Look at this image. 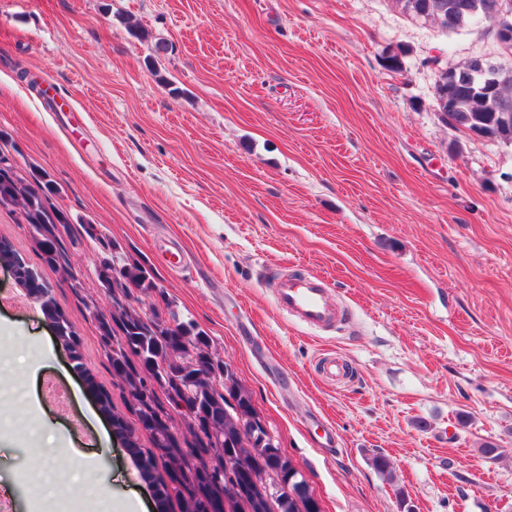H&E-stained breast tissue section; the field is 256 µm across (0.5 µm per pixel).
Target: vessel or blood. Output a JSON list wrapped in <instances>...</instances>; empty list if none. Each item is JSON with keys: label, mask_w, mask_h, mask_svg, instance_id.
<instances>
[{"label": "vessel or blood", "mask_w": 512, "mask_h": 512, "mask_svg": "<svg viewBox=\"0 0 512 512\" xmlns=\"http://www.w3.org/2000/svg\"><path fill=\"white\" fill-rule=\"evenodd\" d=\"M273 295L278 308L312 328L327 327L343 317L342 311L329 300L326 282L307 273L278 278L273 284Z\"/></svg>", "instance_id": "b4317fda"}]
</instances>
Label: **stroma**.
Listing matches in <instances>:
<instances>
[{
	"mask_svg": "<svg viewBox=\"0 0 512 512\" xmlns=\"http://www.w3.org/2000/svg\"><path fill=\"white\" fill-rule=\"evenodd\" d=\"M492 27L446 32L394 0H0V157L46 172L83 294L108 304L93 276L106 244L149 268L323 512H512V144L445 126L434 99L442 69L512 66ZM0 237L124 413L94 320L19 211L0 207ZM297 272L327 282L341 322L307 328L276 306L273 278ZM0 326L14 332L0 369L9 512L85 510L18 481L39 478V447L60 475L178 512L3 269ZM329 355L343 378L320 373Z\"/></svg>",
	"mask_w": 512,
	"mask_h": 512,
	"instance_id": "1",
	"label": "stroma"
}]
</instances>
